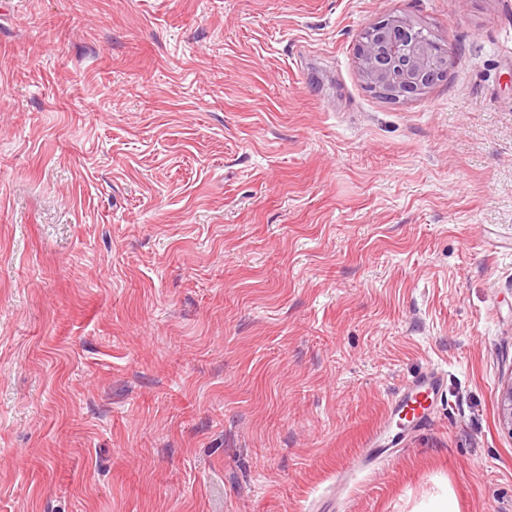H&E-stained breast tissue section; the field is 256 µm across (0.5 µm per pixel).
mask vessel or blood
<instances>
[{
  "label": "vessel or blood",
  "mask_w": 512,
  "mask_h": 512,
  "mask_svg": "<svg viewBox=\"0 0 512 512\" xmlns=\"http://www.w3.org/2000/svg\"><path fill=\"white\" fill-rule=\"evenodd\" d=\"M446 376L441 368L432 367L406 383L392 398L390 415L403 417L414 428L428 426L432 420L434 406L444 393ZM387 451L381 446L380 434H373L359 459L361 468L379 465Z\"/></svg>",
  "instance_id": "vessel-or-blood-1"
}]
</instances>
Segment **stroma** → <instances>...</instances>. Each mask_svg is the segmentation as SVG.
<instances>
[{
    "label": "stroma",
    "mask_w": 512,
    "mask_h": 512,
    "mask_svg": "<svg viewBox=\"0 0 512 512\" xmlns=\"http://www.w3.org/2000/svg\"><path fill=\"white\" fill-rule=\"evenodd\" d=\"M511 373L512 0H0V512H512ZM365 31L373 36L359 43L358 58L371 87L391 97H407L421 94L443 76L440 57L411 19L391 16ZM446 376L441 368L432 367L406 383L392 398L389 419L394 415L412 423L416 430L432 420L434 406L444 393ZM403 416V417H402ZM499 422L502 429L512 436V373L504 382L499 395ZM385 430L373 434L366 444L363 453L359 459V467L366 469L379 465L385 458L389 448L381 447V437L384 435Z\"/></svg>",
    "instance_id": "35a3bbf8"
}]
</instances>
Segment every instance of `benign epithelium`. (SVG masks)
Segmentation results:
<instances>
[{
	"label": "benign epithelium",
	"instance_id": "obj_1",
	"mask_svg": "<svg viewBox=\"0 0 512 512\" xmlns=\"http://www.w3.org/2000/svg\"><path fill=\"white\" fill-rule=\"evenodd\" d=\"M372 37L358 46L363 78L373 88L399 98L417 95L443 76L440 57L414 21L391 16L371 25ZM499 422L512 436V375L499 395Z\"/></svg>",
	"mask_w": 512,
	"mask_h": 512
}]
</instances>
